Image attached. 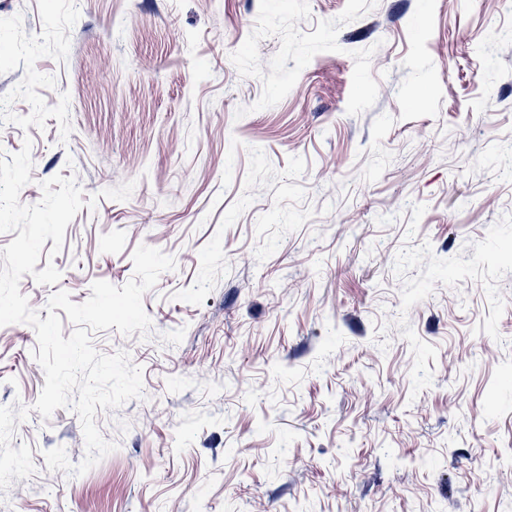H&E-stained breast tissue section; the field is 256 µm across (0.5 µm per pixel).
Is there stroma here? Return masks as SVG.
I'll return each mask as SVG.
<instances>
[{
    "label": "stroma",
    "mask_w": 512,
    "mask_h": 512,
    "mask_svg": "<svg viewBox=\"0 0 512 512\" xmlns=\"http://www.w3.org/2000/svg\"><path fill=\"white\" fill-rule=\"evenodd\" d=\"M27 138L20 203L99 197L20 281L40 317L139 245L177 267L94 336L143 395L82 476L0 327L34 465L0 512H512V0H0V155Z\"/></svg>",
    "instance_id": "obj_1"
}]
</instances>
